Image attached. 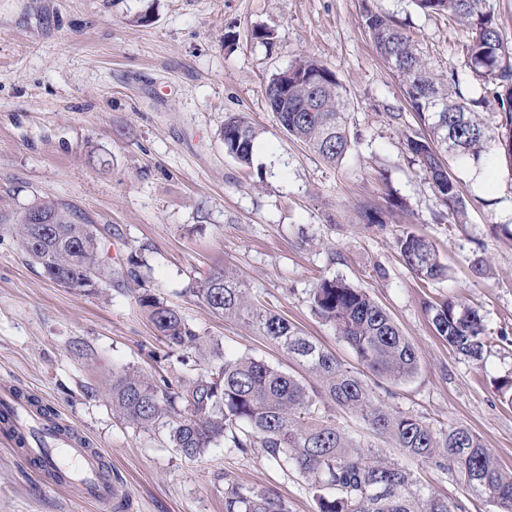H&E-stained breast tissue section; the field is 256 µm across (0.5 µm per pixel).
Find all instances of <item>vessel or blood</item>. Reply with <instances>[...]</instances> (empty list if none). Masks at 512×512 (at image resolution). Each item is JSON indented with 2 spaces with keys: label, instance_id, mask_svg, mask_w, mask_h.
I'll return each instance as SVG.
<instances>
[{
  "label": "vessel or blood",
  "instance_id": "vessel-or-blood-1",
  "mask_svg": "<svg viewBox=\"0 0 512 512\" xmlns=\"http://www.w3.org/2000/svg\"><path fill=\"white\" fill-rule=\"evenodd\" d=\"M0 412L10 417L12 431L28 436L24 457L36 473L51 480L65 474L67 483L95 501L101 512H115L121 506L127 493L113 481L111 461L74 429L41 415L9 382L0 384Z\"/></svg>",
  "mask_w": 512,
  "mask_h": 512
}]
</instances>
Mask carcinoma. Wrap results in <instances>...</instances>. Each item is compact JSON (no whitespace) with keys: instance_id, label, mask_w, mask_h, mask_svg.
Listing matches in <instances>:
<instances>
[{"instance_id":"carcinoma-1","label":"carcinoma","mask_w":512,"mask_h":512,"mask_svg":"<svg viewBox=\"0 0 512 512\" xmlns=\"http://www.w3.org/2000/svg\"><path fill=\"white\" fill-rule=\"evenodd\" d=\"M416 2L463 30L460 52L465 68L481 82L479 96H464L453 70L448 81L438 78L419 41L393 16L367 6L363 20L418 117L420 128L407 136V149L423 164L443 205L461 219L466 202L449 159L480 171L503 161L512 172V48L485 0ZM288 72L293 75L288 90L282 89L278 76L269 84L271 111L288 135L327 163L341 162L351 148L346 90L333 71L312 58L296 60ZM491 100L498 106L493 127L477 115ZM258 135L246 116H225L224 151L239 163H251ZM33 212L45 223H29ZM15 229L22 253L53 282L90 292L112 282V268L100 258L93 225L69 204L36 197L17 218ZM398 246L421 280L447 274L429 241L407 233ZM192 293L213 314L234 318L280 347L301 373L281 371L252 356H223L215 344L202 348L200 336L179 312L145 294L139 303L169 348L192 349L204 361L217 358L221 363L175 380L134 369L114 371L109 387L113 415L140 429L165 426L172 447L188 457L203 454L222 439L243 450L259 446L271 460L308 478L318 512H470L468 498L448 500L425 492L409 469L342 425L330 413L338 407L404 458L449 469L471 495L500 512H512V472L501 468L473 430L450 425L438 431L419 417L388 409L364 378L288 319L255 304L249 289L229 270L208 273L196 281ZM311 309L333 326L369 372L394 382L417 372L415 347L363 289L324 279L313 289ZM432 325L455 352L482 358L486 325L477 311L446 301L434 308ZM224 512H288V507L267 490L233 484L224 492Z\"/></svg>"}]
</instances>
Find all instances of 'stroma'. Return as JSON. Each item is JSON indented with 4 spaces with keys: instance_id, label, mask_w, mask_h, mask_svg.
<instances>
[{
    "instance_id": "stroma-1",
    "label": "stroma",
    "mask_w": 512,
    "mask_h": 512,
    "mask_svg": "<svg viewBox=\"0 0 512 512\" xmlns=\"http://www.w3.org/2000/svg\"><path fill=\"white\" fill-rule=\"evenodd\" d=\"M396 14L441 69L464 70L459 29L414 0H0V381L33 394L112 458L128 512H224L229 484L266 489L289 512H315L299 472L220 441L189 458L167 430L112 414L113 371L186 372L138 298L178 309L205 342L282 370L293 362L237 321L215 316L191 293L198 278L234 270L252 297L298 326L346 367L349 345L316 317L313 288L338 278L365 289L417 349V372L387 383L385 405L436 428L461 424L512 470V173L475 178L455 166L467 202L455 223L406 137L417 119L362 22L364 5ZM269 30L271 41L257 39ZM333 70L351 102L352 150L327 165L290 138L269 108L275 74L297 58ZM245 113L260 134L252 163L224 152V118ZM69 203L94 226L114 275L88 293L65 288L23 256L9 223L34 196ZM372 206L384 223H362ZM430 241L447 266L425 282L396 241ZM485 261L483 272L471 267ZM478 310L489 333L482 361L448 347L431 306ZM440 497H466L450 471L414 463ZM0 512H98L78 489L51 484L0 438Z\"/></svg>"
}]
</instances>
